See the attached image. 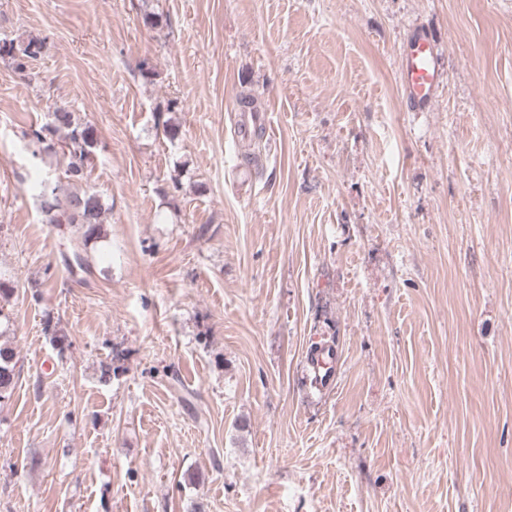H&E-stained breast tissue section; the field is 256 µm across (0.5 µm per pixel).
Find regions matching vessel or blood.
Segmentation results:
<instances>
[{
	"instance_id": "b4317fda",
	"label": "vessel or blood",
	"mask_w": 512,
	"mask_h": 512,
	"mask_svg": "<svg viewBox=\"0 0 512 512\" xmlns=\"http://www.w3.org/2000/svg\"><path fill=\"white\" fill-rule=\"evenodd\" d=\"M402 98L407 111L421 112L434 102L443 75V63L434 35L418 29L407 41L399 62ZM334 355L325 351L311 353L308 364L321 385L333 379Z\"/></svg>"
}]
</instances>
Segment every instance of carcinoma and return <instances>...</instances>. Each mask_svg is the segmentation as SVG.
Instances as JSON below:
<instances>
[{"label":"carcinoma","instance_id":"obj_1","mask_svg":"<svg viewBox=\"0 0 512 512\" xmlns=\"http://www.w3.org/2000/svg\"><path fill=\"white\" fill-rule=\"evenodd\" d=\"M43 48L39 40L16 43L0 40V58H8L16 69L25 68V60L36 58ZM30 136L43 145V150L61 154L66 161V175L77 181L93 161L97 145L95 128L82 122L68 109L58 106L49 122L31 131ZM41 209L48 224H69L82 242L100 238L104 206L93 191H75L61 197L56 188L40 182ZM20 378L14 349L0 344V402L9 398Z\"/></svg>","mask_w":512,"mask_h":512}]
</instances>
